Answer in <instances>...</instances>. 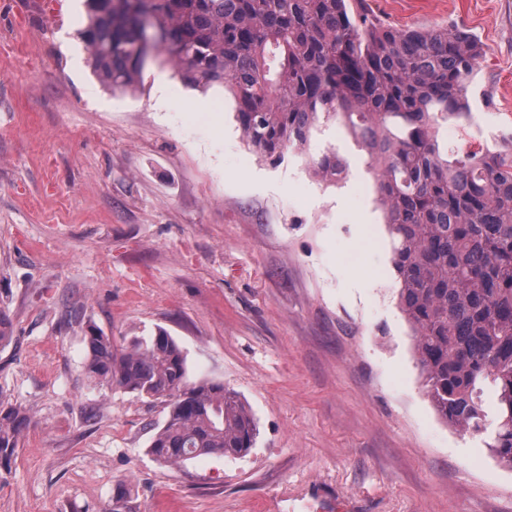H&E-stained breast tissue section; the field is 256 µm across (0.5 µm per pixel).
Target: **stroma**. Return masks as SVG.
<instances>
[{"label": "stroma", "instance_id": "1", "mask_svg": "<svg viewBox=\"0 0 512 512\" xmlns=\"http://www.w3.org/2000/svg\"><path fill=\"white\" fill-rule=\"evenodd\" d=\"M0 0V394L33 423L0 468V512H512V470L436 414L399 308L366 156L335 124L273 163L222 89L168 56L136 95L104 88L78 32L85 0ZM398 29L459 25L483 47L470 93L481 133L512 131V0H367ZM349 163L330 185L309 153ZM305 181L307 193L292 189ZM117 344L165 329L192 379L238 392L245 457L147 455L166 415L84 365L88 326Z\"/></svg>", "mask_w": 512, "mask_h": 512}]
</instances>
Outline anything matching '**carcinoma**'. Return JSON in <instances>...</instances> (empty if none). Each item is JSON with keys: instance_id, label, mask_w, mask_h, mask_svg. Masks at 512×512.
I'll return each instance as SVG.
<instances>
[{"instance_id": "cac0c4a2", "label": "carcinoma", "mask_w": 512, "mask_h": 512, "mask_svg": "<svg viewBox=\"0 0 512 512\" xmlns=\"http://www.w3.org/2000/svg\"><path fill=\"white\" fill-rule=\"evenodd\" d=\"M79 36L97 79L113 91L140 88V17L162 31L191 87H220L235 103L248 146L275 163L310 145L332 120L376 175L391 239L399 307L414 333L425 394L439 417L479 435L512 470V134L450 151L439 124L471 118L469 88L482 47L464 27L398 29L364 0H86ZM347 159L334 148L312 159L315 176L338 182ZM86 374L167 405L146 448L160 464L201 456L243 458L256 444L253 413L221 382L189 378L167 331L115 348L86 337ZM32 423L0 397V465ZM119 483L112 512H130Z\"/></svg>"}]
</instances>
